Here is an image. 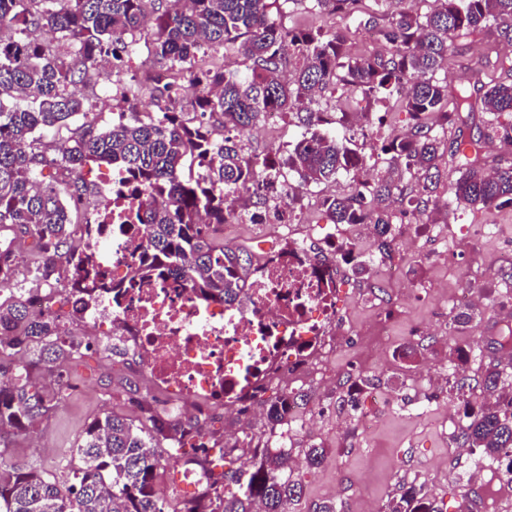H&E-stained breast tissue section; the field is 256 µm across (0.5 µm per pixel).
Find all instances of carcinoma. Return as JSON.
<instances>
[{"label":"carcinoma","instance_id":"1","mask_svg":"<svg viewBox=\"0 0 512 512\" xmlns=\"http://www.w3.org/2000/svg\"><path fill=\"white\" fill-rule=\"evenodd\" d=\"M145 0H0V229L30 241L17 254L0 247V288L18 274L38 286L49 285L61 261L72 269L78 290L88 299L112 288L94 260V243L112 222L85 224V237L71 214L83 207L85 187L73 182L65 192L36 178L47 162L36 133L68 127L87 117L94 62L131 54L135 32L144 20ZM362 0H313V8L358 20ZM440 7L421 17L395 14L379 27L390 44L386 54L353 55L341 34L318 29L294 30L277 24L268 0H171L156 18V39L148 53L165 66L164 83L150 89L169 103L159 112L117 113L104 127L84 122L75 129L55 163L78 174L106 163L134 179V192L145 199L144 213L133 219L145 225L149 247L129 275L131 286L166 276L186 281L201 297L233 304L241 301L252 272L253 253L224 243L225 214L240 207L241 194L255 198L250 222L272 209L264 194L283 179L295 189L320 185L341 176L350 190L327 197L330 222L371 224L376 250L340 254L366 273L392 259L395 197L420 208L440 183L437 160L448 154L459 173L452 184L458 203L485 209L512 205V161L503 158L493 174L484 172L482 132L465 133L466 115H489L506 147L512 146V80L492 73L464 70L455 92L435 74L453 60V41L476 31L500 33L512 40V0H435ZM48 30L65 41L72 56L63 64L55 47L41 37ZM233 50L249 62L242 75L226 73L206 60L208 52ZM305 60L290 80L280 71L286 49ZM336 93V107L346 111V96L357 91L384 106L383 126L392 113L405 112L410 123L399 133L382 136L369 117L340 140L325 111L313 107L316 96ZM190 98L200 120L191 123L175 104ZM296 112L302 132L294 145L273 156H245L241 136L269 112ZM224 119L217 139L208 115ZM452 127L447 140L434 133L433 117ZM370 156L385 158L397 175L372 181L357 174ZM297 184L288 182V176ZM0 446L8 447L5 429L16 432L48 418L70 388L69 369L80 357L76 344L52 318L29 310L12 294L0 302ZM502 371L489 368L476 384L460 378L463 400L457 438L479 450L477 461L512 452V395L499 388ZM307 394L284 390L266 404L265 427L275 433L288 426ZM129 412L106 413L86 426L77 454L80 464L66 465L65 477L6 462L0 453V512H166L155 489L158 471L169 464L156 452L188 448L201 468L206 487L188 512H294L304 496L303 483L288 471V454L265 441L251 457L227 473L208 457V431L200 421L172 420L156 399L130 397ZM307 467H321L326 449L306 448ZM383 512H447L422 486L404 484Z\"/></svg>","mask_w":512,"mask_h":512}]
</instances>
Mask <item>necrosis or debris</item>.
<instances>
[{"label":"necrosis or debris","mask_w":512,"mask_h":512,"mask_svg":"<svg viewBox=\"0 0 512 512\" xmlns=\"http://www.w3.org/2000/svg\"><path fill=\"white\" fill-rule=\"evenodd\" d=\"M145 249L138 227L97 241L95 262L113 289L90 301L79 322L55 307L57 295L80 297L69 265L49 288L25 293L24 300L32 312L54 311L79 344L111 326L109 345L132 353L148 393L200 414L299 380L331 349L340 281L334 265L305 242L261 254L234 305L202 299L188 284L176 287L168 279L127 287Z\"/></svg>","instance_id":"4bbe7bcc"}]
</instances>
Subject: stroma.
Listing matches in <instances>:
<instances>
[{
    "instance_id": "1",
    "label": "stroma",
    "mask_w": 512,
    "mask_h": 512,
    "mask_svg": "<svg viewBox=\"0 0 512 512\" xmlns=\"http://www.w3.org/2000/svg\"><path fill=\"white\" fill-rule=\"evenodd\" d=\"M361 23L328 11L317 12L311 0H275L270 16L294 29L321 27L346 36L352 54L384 51L381 38H368L365 21L385 23L393 7L388 0H362ZM155 22L137 32L139 54L113 63L93 75L89 114L99 123L127 108L115 97L114 84H127L161 67L146 48L155 38ZM454 66L438 72L449 88L458 85V65L487 68L496 57L512 62V42L474 33L457 40ZM301 133L295 115L277 124L260 121L244 138L245 153L264 157L295 141ZM348 178L302 191L288 223L290 237H310L313 253L327 251L319 233L325 224L324 198L346 192ZM449 179H442L426 210L413 223L392 227L393 258L387 273L355 274L350 265L337 266L341 289L336 296V347L317 374L297 387L308 400L292 423L285 446L293 456L317 444L327 448L324 465L299 468L294 476L305 488L296 512H312L314 504L335 502L342 512H382L401 483L422 484L429 496L444 500L448 512L459 505L475 470L474 457L460 452L455 441V414L460 405L450 392L448 370L456 348L471 350L468 378L504 366L493 341L512 329V205L488 211L448 201ZM474 290L482 304L474 322L457 329L453 317L463 289ZM72 387L53 415L21 438L5 458L12 464L63 473L85 425L95 416L126 407L141 378L125 362L95 354L74 365ZM375 379L358 408L347 403L349 386L358 378ZM265 406L251 404L247 420L215 415L207 424L216 446L213 456L225 470L241 463L235 441L260 435Z\"/></svg>"
}]
</instances>
